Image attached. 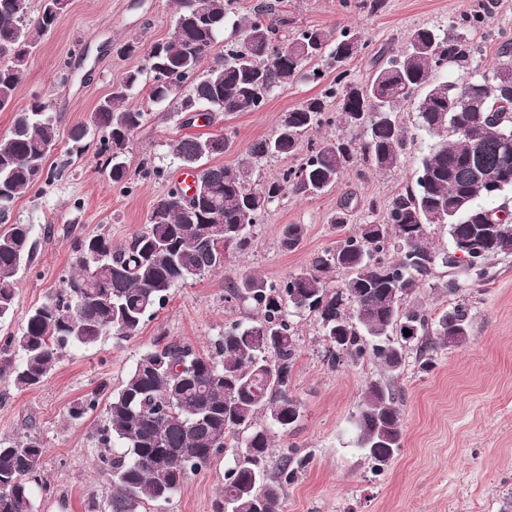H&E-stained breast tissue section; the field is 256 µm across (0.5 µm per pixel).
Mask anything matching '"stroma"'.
<instances>
[{"label": "stroma", "mask_w": 512, "mask_h": 512, "mask_svg": "<svg viewBox=\"0 0 512 512\" xmlns=\"http://www.w3.org/2000/svg\"><path fill=\"white\" fill-rule=\"evenodd\" d=\"M372 2L240 0L237 9L244 16L265 6L296 27L354 30L362 47L345 69L358 83L369 78L377 55L399 53L407 34L419 27L450 33L462 16L484 17V24L471 33V46L489 68L499 61L500 44L512 42V0H383L376 10ZM174 11L173 0H70L31 59L15 106L24 108L36 94L48 100L60 117V142L47 161L54 179L21 195L12 210V223L31 225L36 258L17 276L15 310L0 324V337L18 334L28 310L62 289L74 236L102 235L121 246L145 229L154 201L183 171L172 153L174 140L190 132L230 135L232 146L220 162L231 166L252 142L273 133L281 113L322 92V85L297 81L274 90L262 111L187 129L167 105L149 102L146 87H138L128 104L147 111L149 119L134 134L126 161L133 169L141 159H151L165 176L112 183L95 152L68 154L69 132L87 120L126 71L143 65V55L121 57L113 45L136 37L147 46L170 37ZM425 145L421 136L408 140L395 172L359 166L318 197L287 196L275 202L260 217L248 251L230 254L222 271L174 288L166 306L145 321L136 337L112 334L93 347L70 350L34 389L0 381V438L32 428L46 443L43 477L52 492L39 497L38 512H84L89 496L111 491L107 474L97 465L102 448L95 431L102 413L71 419L68 409L74 401L103 382L119 388L140 354L156 341H180L198 353L209 352L226 324L248 314L243 303L228 299L229 281L256 274L277 282L310 269L317 257L368 218L361 208L345 228H336L332 219L344 197L388 204L413 185ZM287 224L305 228L303 241L292 252L279 246ZM451 279L460 284L453 296L442 291ZM417 301L435 314L465 304L470 336L463 346L438 354L428 372L420 369L416 356H408L397 382L402 448L379 474L354 449L348 430L358 396L367 380L379 376V366L368 359L330 367L318 318L309 313L295 317L300 341L290 392L302 405V417L290 435L277 437L273 456L281 458L294 447L311 454L312 462L286 488L283 512H501L512 492V255L489 260L487 275L479 282L464 268L434 263ZM231 459L228 451L214 458L186 481L163 512H213Z\"/></svg>", "instance_id": "stroma-1"}]
</instances>
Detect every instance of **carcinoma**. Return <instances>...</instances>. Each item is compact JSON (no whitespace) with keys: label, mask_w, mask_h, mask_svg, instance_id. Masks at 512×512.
Segmentation results:
<instances>
[{"label":"carcinoma","mask_w":512,"mask_h":512,"mask_svg":"<svg viewBox=\"0 0 512 512\" xmlns=\"http://www.w3.org/2000/svg\"><path fill=\"white\" fill-rule=\"evenodd\" d=\"M69 0H42L31 15L30 0H0V112L15 108V93L40 39L51 33ZM172 35L151 43L146 63L127 72L112 93L69 134L70 152L83 155L94 140L96 155L111 166L110 178L127 180L124 150L147 120V112L127 106L130 93L148 84V99L166 103L182 125L205 110L213 122L224 114L258 112L269 94L297 78L320 83L318 63L336 69L359 50V36L348 30L300 27L279 33L288 19H274L267 8L232 23L234 38L224 54L203 67L217 36L224 32L237 0H176ZM408 46L385 61L376 60L365 83L339 72L318 96L308 98L278 119L270 136L252 143L233 166L211 165L224 154L230 136L185 135L171 144L182 166L196 172L197 199L186 202L170 189L158 197L145 230L124 246L104 236L75 237L73 271L65 288L31 308L19 335L0 343V379L20 389L35 388L49 377L68 348L95 346L104 336L132 338L145 320L162 308L173 288L224 267V242L236 253L254 237L259 216L288 194L315 198L330 190L344 171L357 165L390 172L400 162L409 132L397 121L400 105L416 101V130L429 138L408 187L386 207L384 218L361 224L336 250L314 261L309 271L279 282L244 275L227 287L246 304L248 316L224 328L208 353L180 342L153 343L126 374L120 388L102 385L73 403L68 415L81 419L105 401L98 432L106 448L100 468L109 475L110 495L87 499L85 512H146V506L172 501L187 479L245 437L244 449L224 470V490L214 512H281L283 489L311 463L296 449L279 461L272 456L273 432L290 433L302 406L289 394L297 360L298 334L291 317L319 316L328 364L338 368L374 360L388 379L366 381L351 415L353 443L384 471L402 448V414L397 379L408 351L415 349L421 369L433 366L434 353L464 345L469 338L467 308L433 317L411 304L421 278L436 254L426 245L427 225L446 224L452 244L464 238L487 248L466 268L485 275L487 261L512 255V215L506 209L500 229L481 239L485 206L512 191V43L500 47L498 66L483 69L467 35H441L430 28L409 33ZM321 51L307 56L304 45ZM455 65L462 73L440 80L438 68ZM175 76L172 91L165 79ZM336 110L328 109L330 100ZM324 126L343 133L310 143L295 168L274 178H255L258 165L297 151L301 138ZM60 138V116L35 95L16 112L9 133L0 136V322L16 304V277L32 264L31 226L9 223L16 199L53 176L46 161ZM220 213L224 239L206 234ZM304 236L301 224L283 227L279 245L295 250ZM344 270L339 289L330 275ZM416 334L398 340L397 323ZM46 443L38 433L0 438V512H37Z\"/></svg>","instance_id":"carcinoma-1"}]
</instances>
